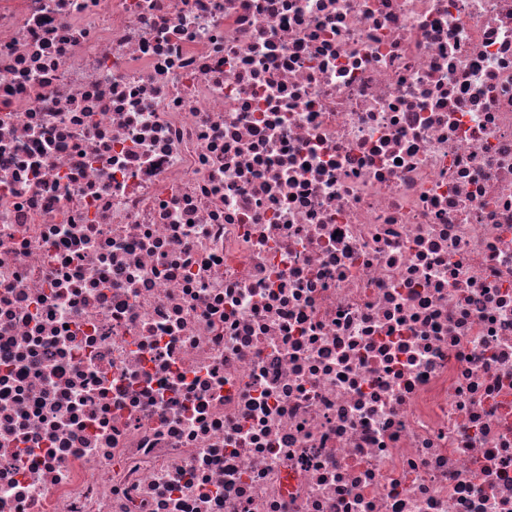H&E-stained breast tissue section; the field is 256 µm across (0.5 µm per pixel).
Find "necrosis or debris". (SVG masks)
Returning a JSON list of instances; mask_svg holds the SVG:
<instances>
[{"label": "necrosis or debris", "instance_id": "4bbe7bcc", "mask_svg": "<svg viewBox=\"0 0 512 512\" xmlns=\"http://www.w3.org/2000/svg\"><path fill=\"white\" fill-rule=\"evenodd\" d=\"M0 512H512V0H0Z\"/></svg>", "mask_w": 512, "mask_h": 512}]
</instances>
